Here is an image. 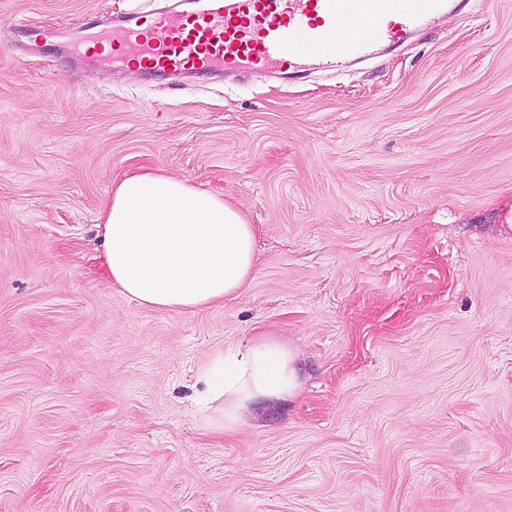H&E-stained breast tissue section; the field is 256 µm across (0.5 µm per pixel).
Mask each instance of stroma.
I'll return each mask as SVG.
<instances>
[{"instance_id": "obj_1", "label": "stroma", "mask_w": 512, "mask_h": 512, "mask_svg": "<svg viewBox=\"0 0 512 512\" xmlns=\"http://www.w3.org/2000/svg\"><path fill=\"white\" fill-rule=\"evenodd\" d=\"M178 9L0 0V512H512V0L288 75L68 47ZM144 168L253 224L238 296L182 314L112 287L97 226ZM258 335L300 391L205 433L200 365Z\"/></svg>"}]
</instances>
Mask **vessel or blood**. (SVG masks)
<instances>
[{
    "mask_svg": "<svg viewBox=\"0 0 512 512\" xmlns=\"http://www.w3.org/2000/svg\"><path fill=\"white\" fill-rule=\"evenodd\" d=\"M449 0H198L192 11L114 21L117 61L177 72L336 63L402 38Z\"/></svg>",
    "mask_w": 512,
    "mask_h": 512,
    "instance_id": "1",
    "label": "vessel or blood"
}]
</instances>
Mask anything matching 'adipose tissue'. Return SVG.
<instances>
[{"label":"adipose tissue","mask_w":512,"mask_h":512,"mask_svg":"<svg viewBox=\"0 0 512 512\" xmlns=\"http://www.w3.org/2000/svg\"><path fill=\"white\" fill-rule=\"evenodd\" d=\"M113 287L143 307L191 313L236 296L253 272L254 227L223 195L157 170L124 175L98 226ZM201 426L235 434L258 405L295 396L296 354L269 336L215 348L197 376Z\"/></svg>","instance_id":"1"}]
</instances>
